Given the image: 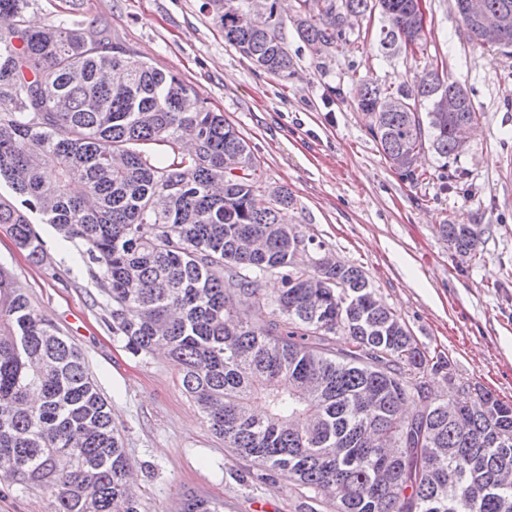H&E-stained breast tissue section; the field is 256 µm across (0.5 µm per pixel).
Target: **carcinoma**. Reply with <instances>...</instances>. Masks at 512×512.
<instances>
[{
    "label": "carcinoma",
    "instance_id": "cac0c4a2",
    "mask_svg": "<svg viewBox=\"0 0 512 512\" xmlns=\"http://www.w3.org/2000/svg\"><path fill=\"white\" fill-rule=\"evenodd\" d=\"M509 22L512 0H479ZM419 0H296V29L316 58L347 39L352 19L380 9L379 45L424 53ZM28 0H0V224L16 246L43 253L30 214L80 246L106 287L112 331L134 354L165 349L182 386L224 446L277 471L336 512H512V402L458 382L364 272L325 253L304 263L288 189H267L250 146L177 75L79 22L31 29ZM224 41L288 79L277 0H208ZM391 167H415L430 145L445 160L464 145L456 125L478 121L459 84L424 62L411 86L352 84ZM475 261L483 229L440 224ZM280 276L271 297L263 280ZM445 373L453 401L429 395ZM425 399L412 416L406 402ZM0 476L47 491L51 512H148L83 354L43 320L0 267ZM183 512H219L188 495Z\"/></svg>",
    "mask_w": 512,
    "mask_h": 512
}]
</instances>
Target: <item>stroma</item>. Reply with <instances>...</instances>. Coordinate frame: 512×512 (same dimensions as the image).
Instances as JSON below:
<instances>
[{
    "label": "stroma",
    "mask_w": 512,
    "mask_h": 512,
    "mask_svg": "<svg viewBox=\"0 0 512 512\" xmlns=\"http://www.w3.org/2000/svg\"><path fill=\"white\" fill-rule=\"evenodd\" d=\"M295 5L278 3L277 33L296 70L288 79L226 43L206 0H29L26 18L39 28L107 27L135 57L194 86L247 141L266 184L288 188L290 219L307 238L363 270L418 343L448 357L455 378L512 400V57L470 41L455 0H425V57L467 89L480 118L457 159L421 155L418 168L433 178L415 185L390 167L349 92L355 81L410 85L415 62L380 47L377 11L315 58L297 35ZM442 224L483 228L481 260L461 259ZM35 228L38 261L0 224V266L84 355L150 512H180L188 494L222 512H305V489L225 448L168 356L132 354L113 335L111 303L77 245L52 225ZM49 510L41 490L0 480V512Z\"/></svg>",
    "instance_id": "35a3bbf8"
}]
</instances>
